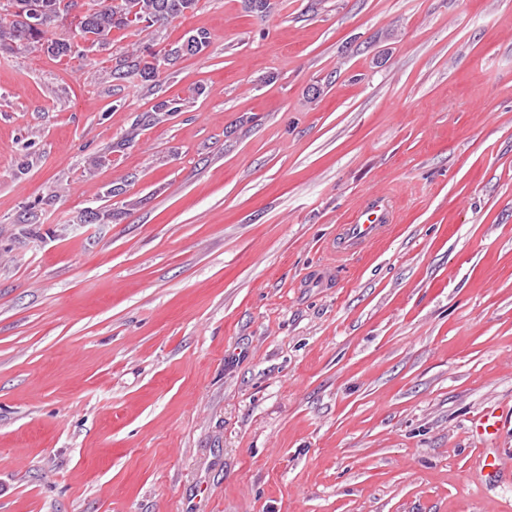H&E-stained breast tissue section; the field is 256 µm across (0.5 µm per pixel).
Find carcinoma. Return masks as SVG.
<instances>
[{
    "instance_id": "obj_1",
    "label": "carcinoma",
    "mask_w": 512,
    "mask_h": 512,
    "mask_svg": "<svg viewBox=\"0 0 512 512\" xmlns=\"http://www.w3.org/2000/svg\"><path fill=\"white\" fill-rule=\"evenodd\" d=\"M199 0H0V47L16 52L43 51L55 57L81 55L80 42L105 50L112 32L161 27L193 12ZM211 35L204 29L188 32L182 42L164 51L149 47L121 54L112 69L115 78L140 76L155 81L163 67L186 55L204 52Z\"/></svg>"
}]
</instances>
